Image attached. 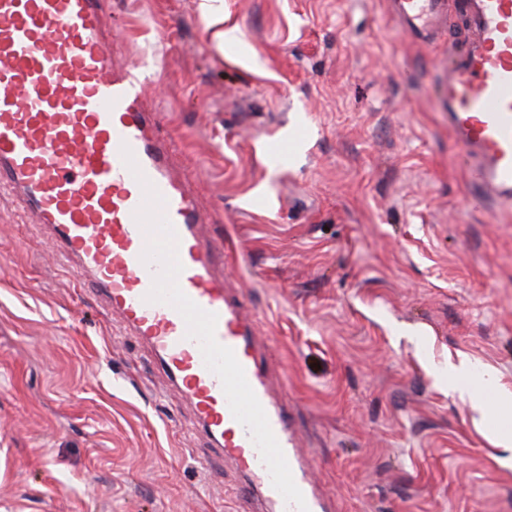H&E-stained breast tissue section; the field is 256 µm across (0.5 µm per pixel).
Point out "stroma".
<instances>
[{"instance_id": "stroma-1", "label": "stroma", "mask_w": 512, "mask_h": 512, "mask_svg": "<svg viewBox=\"0 0 512 512\" xmlns=\"http://www.w3.org/2000/svg\"><path fill=\"white\" fill-rule=\"evenodd\" d=\"M331 512H512L466 360L512 392V210L465 205L438 68L387 0H106ZM286 141L288 154L274 144ZM149 346L0 189V512H250Z\"/></svg>"}]
</instances>
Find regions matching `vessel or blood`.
Segmentation results:
<instances>
[{
	"mask_svg": "<svg viewBox=\"0 0 512 512\" xmlns=\"http://www.w3.org/2000/svg\"><path fill=\"white\" fill-rule=\"evenodd\" d=\"M408 37L448 32L449 0H390ZM467 40L439 76L472 199L512 208V0H466ZM104 0H0V187L144 339L263 512H326L256 326L216 270L223 243L147 109L114 68Z\"/></svg>",
	"mask_w": 512,
	"mask_h": 512,
	"instance_id": "obj_1",
	"label": "vessel or blood"
}]
</instances>
